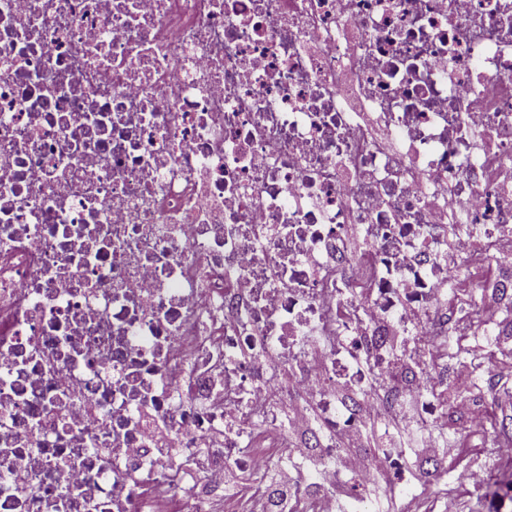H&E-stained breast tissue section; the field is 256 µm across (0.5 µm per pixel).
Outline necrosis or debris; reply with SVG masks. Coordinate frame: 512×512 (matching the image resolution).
<instances>
[{
  "label": "necrosis or debris",
  "mask_w": 512,
  "mask_h": 512,
  "mask_svg": "<svg viewBox=\"0 0 512 512\" xmlns=\"http://www.w3.org/2000/svg\"><path fill=\"white\" fill-rule=\"evenodd\" d=\"M510 253L512 0H0V512H378ZM266 479L270 487V495L265 502L255 506L256 512H280L278 509L288 499L289 487L295 482V478L278 468L267 471Z\"/></svg>",
  "instance_id": "necrosis-or-debris-1"
}]
</instances>
